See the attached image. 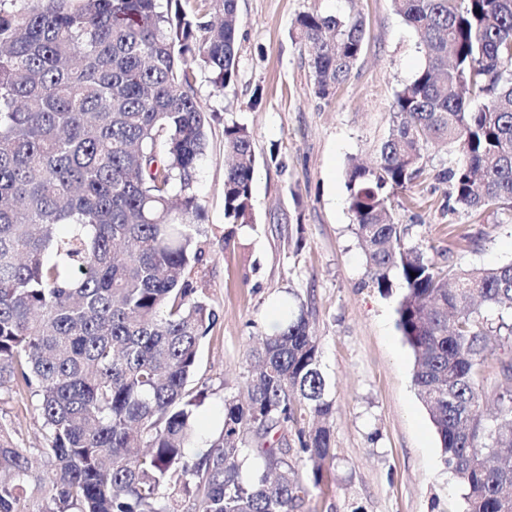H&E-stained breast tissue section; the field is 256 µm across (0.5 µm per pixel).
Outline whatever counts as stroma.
I'll list each match as a JSON object with an SVG mask.
<instances>
[{
	"mask_svg": "<svg viewBox=\"0 0 512 512\" xmlns=\"http://www.w3.org/2000/svg\"><path fill=\"white\" fill-rule=\"evenodd\" d=\"M313 11H355L366 22L361 59L325 100L314 95L290 38L296 17ZM238 15L234 92L219 94L208 72H193L209 119L195 179L207 230L196 280L216 312L192 382L206 394L195 426L207 437L218 430L225 395L245 388L244 350L268 333L269 308L295 294L309 310L336 408L328 481L299 512H462L463 490L444 462L396 327L401 282L386 295L368 285L343 180L350 162L371 161L386 138L394 94L423 64L417 36L389 0H238ZM232 119L253 129L257 156L255 222L233 229L224 220V124ZM447 190L427 178L417 206L397 209L410 238L432 258L451 247L450 264L462 268L512 261V218L449 209ZM453 229L468 240L449 246ZM0 426L18 447L45 443L23 393L0 390Z\"/></svg>",
	"mask_w": 512,
	"mask_h": 512,
	"instance_id": "obj_1",
	"label": "stroma"
}]
</instances>
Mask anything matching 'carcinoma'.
Masks as SVG:
<instances>
[{"instance_id":"1","label":"carcinoma","mask_w":512,"mask_h":512,"mask_svg":"<svg viewBox=\"0 0 512 512\" xmlns=\"http://www.w3.org/2000/svg\"><path fill=\"white\" fill-rule=\"evenodd\" d=\"M37 0L0 7V388L26 391L46 446L0 428V512H298L334 459V402L301 302L249 346L246 400L189 454V389L216 313L192 270L205 211L194 191L207 137L186 57L217 92L237 83V0ZM424 62L395 92L371 166L344 173L368 283L403 292L397 328L412 381L463 489V512H512V389L484 372L512 333V262L439 265L396 222L429 147L464 212L512 216V0H390ZM326 99L364 50L357 14H300L290 31ZM224 219L255 223L254 135L224 124ZM498 406L494 427L483 411ZM294 427L307 479L288 463Z\"/></svg>"}]
</instances>
